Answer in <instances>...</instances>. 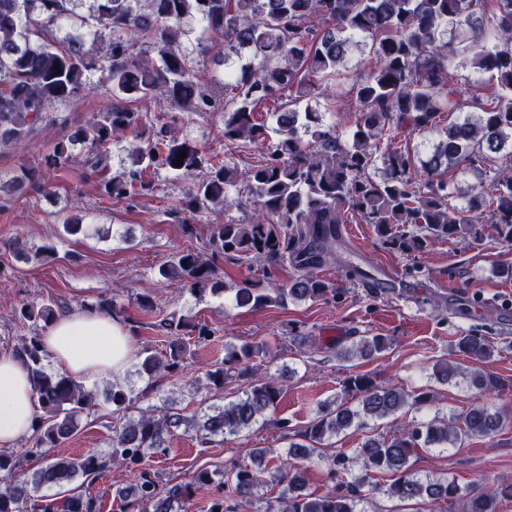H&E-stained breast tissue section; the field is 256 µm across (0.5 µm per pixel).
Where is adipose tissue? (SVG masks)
I'll return each instance as SVG.
<instances>
[{"mask_svg":"<svg viewBox=\"0 0 512 512\" xmlns=\"http://www.w3.org/2000/svg\"><path fill=\"white\" fill-rule=\"evenodd\" d=\"M53 362L72 378L124 375L132 354L126 322L94 309L71 312L43 336ZM35 404L29 373L11 352H0V446L31 433Z\"/></svg>","mask_w":512,"mask_h":512,"instance_id":"1","label":"adipose tissue"}]
</instances>
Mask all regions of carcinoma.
Listing matches in <instances>:
<instances>
[{"label": "carcinoma", "instance_id": "obj_1", "mask_svg": "<svg viewBox=\"0 0 512 512\" xmlns=\"http://www.w3.org/2000/svg\"><path fill=\"white\" fill-rule=\"evenodd\" d=\"M197 30L224 48V71L209 84L198 82L183 46ZM456 37L466 41L473 67L495 80L491 93L469 96L454 80ZM355 49L368 50L374 67L350 89L354 123L344 130L325 121L317 99L331 95L328 81L342 74ZM93 72L101 75L108 106L68 131L37 164L23 163L8 181L0 180V192L48 194L52 174L70 162L97 181L104 195L131 202L153 189L151 177L160 172L193 178L168 211L187 237L196 236L191 220L219 204L242 211L238 221L210 225L202 247L182 248L159 270L199 300L223 289L219 260L263 266L261 278L235 289L238 307L334 300V284L321 275L333 266L378 293L369 261L354 264L340 252V225L349 213L373 225L379 242L403 255L436 241L472 238L480 224L495 225L501 242L512 247V175L495 167H512V0H0V148L27 151L50 106L91 91ZM158 97L166 109L150 119L140 105ZM276 101V111L258 117L261 105ZM465 107L463 116L442 124L445 114ZM210 112L222 118L224 142L261 149L258 164L242 171L180 134L185 118ZM414 131L432 134L434 141L402 144L401 136ZM128 137L133 143L110 170L112 145ZM183 151L187 156L178 166ZM459 173L477 179L462 207L449 204ZM285 264L294 276L280 284L275 270ZM137 305L156 316L153 326L165 342V351L146 355L137 373L179 382L188 337L201 344L215 331L176 312L156 313L147 292ZM68 312L50 304L20 309L23 319L43 322L21 337L13 354L29 373L35 400L26 454L42 456L44 463L20 483L21 458L0 451V512H28L34 493L65 485L69 489L58 497L55 512H100L98 499L82 487L114 466L133 473V484L116 490L120 512H367V481L350 480L356 469L391 475L384 493L419 501L432 512H499L500 501L512 498V485L465 490L411 469L419 448H456L512 423L511 416L484 404L449 417L436 411L402 423L389 437L366 434L349 454L328 453L330 440L347 430L434 403L430 392L380 383L368 373L349 375L343 394L322 405L284 452L253 448L222 472L199 469L190 480L163 489L150 464L166 456V436L187 425L185 417L175 407L138 406L147 393L135 396L118 380L98 391L48 372L42 327ZM388 346L384 336H353L350 344L337 341L327 349L348 362ZM455 348L472 363L485 362L495 351L486 337L472 333L458 337ZM265 354L258 342L224 345V360L206 373L207 388L219 398L230 376L248 385L195 420L201 443L236 436L275 411L287 377L258 374L256 360ZM461 374L480 395L505 386L480 368L466 371L447 360L433 364L442 384ZM100 397L122 414L110 448L77 458L43 452L76 435L82 413ZM314 464L325 466L333 482L322 494L306 488L305 470ZM268 485L278 488L277 496L261 497ZM204 487L211 495L199 503L195 494Z\"/></svg>", "mask_w": 512, "mask_h": 512}]
</instances>
